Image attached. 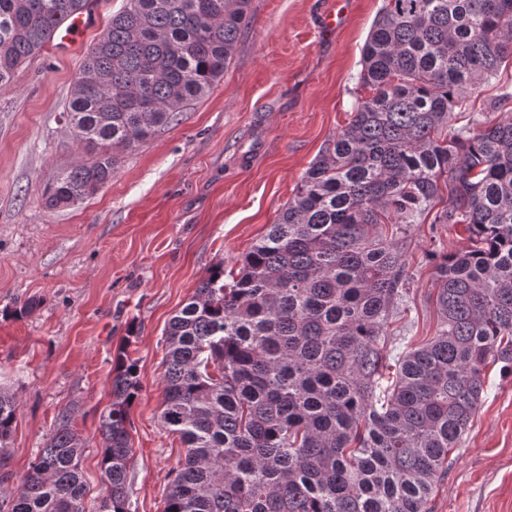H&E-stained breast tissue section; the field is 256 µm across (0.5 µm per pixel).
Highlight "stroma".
Instances as JSON below:
<instances>
[{"instance_id": "35a3bbf8", "label": "stroma", "mask_w": 512, "mask_h": 512, "mask_svg": "<svg viewBox=\"0 0 512 512\" xmlns=\"http://www.w3.org/2000/svg\"><path fill=\"white\" fill-rule=\"evenodd\" d=\"M124 0H94L79 46L48 43L0 87V385L19 408L0 455V512L52 432L58 413L86 448L87 512H98L101 413L113 359L127 347L141 389L130 410L131 512H163L185 449L160 422L163 332L216 264L236 270L293 197L305 170L344 128L361 53L382 0H251L250 20L224 77L177 121L125 151L112 180L58 211L45 185L83 160L62 112L89 47ZM337 25L324 26L327 14ZM512 92V63L480 86L454 128L486 119ZM408 310L393 353L434 336L433 268L426 250L466 247L458 224H414ZM482 403L434 488L428 512H512V375L488 363Z\"/></svg>"}]
</instances>
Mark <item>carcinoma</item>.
<instances>
[{"label": "carcinoma", "instance_id": "carcinoma-1", "mask_svg": "<svg viewBox=\"0 0 512 512\" xmlns=\"http://www.w3.org/2000/svg\"><path fill=\"white\" fill-rule=\"evenodd\" d=\"M89 0H0V87ZM251 0H125L88 49L67 111L94 153L42 193L49 210L112 180L121 152L223 78ZM512 58V0H383L351 118L237 273L217 263L165 328L162 426L179 437L163 512H426L485 392L512 374V118L448 133ZM434 215L470 245L431 252L439 328L395 358L407 227ZM102 417L99 512H131L138 363L117 352ZM18 409L0 386V450ZM83 440L61 411L11 512H86Z\"/></svg>", "mask_w": 512, "mask_h": 512}]
</instances>
